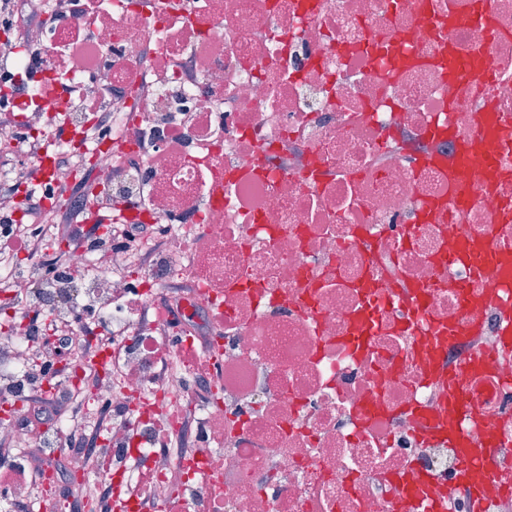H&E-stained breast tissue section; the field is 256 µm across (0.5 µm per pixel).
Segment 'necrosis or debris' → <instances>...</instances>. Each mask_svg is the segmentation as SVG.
<instances>
[{
    "label": "necrosis or debris",
    "instance_id": "4bbe7bcc",
    "mask_svg": "<svg viewBox=\"0 0 512 512\" xmlns=\"http://www.w3.org/2000/svg\"><path fill=\"white\" fill-rule=\"evenodd\" d=\"M56 12L51 27L39 16ZM41 65L0 66V111L19 125L0 152L42 143V215L75 182L72 145L119 204L89 224L145 225L152 239L49 253L30 237L0 265L15 307L0 332V376L39 365L31 320H70L65 357L103 360L90 382L112 412L97 440L111 467L66 455L94 507L124 512H475L449 494V363L484 352L472 440L498 442L482 483L488 512H512V354L497 350L505 290L496 269L453 262L465 234L512 247V0H17ZM490 66L456 74L473 55ZM494 113L504 138H480ZM473 144L479 189L449 214L448 158ZM126 162L117 169L116 158ZM0 230L23 223L29 191L0 165ZM181 281L186 290L171 293ZM426 289L424 302L416 292ZM479 302L477 333L431 341ZM112 325L117 345L101 338ZM31 411L0 401V443L34 477L49 457L28 442ZM159 427L163 441L150 440ZM192 452L178 444L187 430ZM129 460L150 484L136 491Z\"/></svg>",
    "mask_w": 512,
    "mask_h": 512
}]
</instances>
